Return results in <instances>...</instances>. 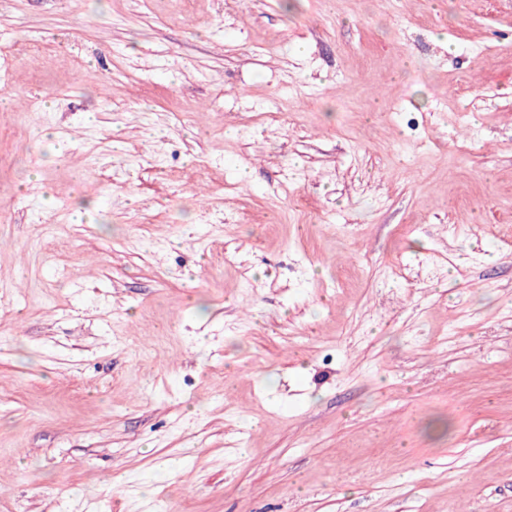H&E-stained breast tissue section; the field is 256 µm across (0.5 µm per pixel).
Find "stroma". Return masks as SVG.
<instances>
[{"instance_id":"35a3bbf8","label":"stroma","mask_w":512,"mask_h":512,"mask_svg":"<svg viewBox=\"0 0 512 512\" xmlns=\"http://www.w3.org/2000/svg\"><path fill=\"white\" fill-rule=\"evenodd\" d=\"M0 512H512V0H0Z\"/></svg>"}]
</instances>
